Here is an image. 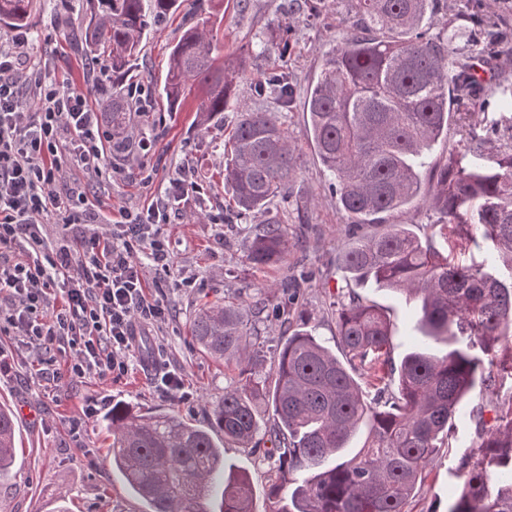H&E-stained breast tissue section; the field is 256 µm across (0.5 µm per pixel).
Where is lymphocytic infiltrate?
I'll list each match as a JSON object with an SVG mask.
<instances>
[{
  "label": "lymphocytic infiltrate",
  "mask_w": 512,
  "mask_h": 512,
  "mask_svg": "<svg viewBox=\"0 0 512 512\" xmlns=\"http://www.w3.org/2000/svg\"><path fill=\"white\" fill-rule=\"evenodd\" d=\"M28 43L0 41V294L9 297L0 321L20 330L32 348L57 346L76 378L127 373L140 327L163 320L165 302L145 292L144 261L169 274L171 256L158 235L173 206L202 193L191 170H182L166 198L116 223L111 236L82 233L96 223L78 187L61 189L74 165L99 176L107 170L112 133L85 94L61 90L42 71L22 69ZM32 107H24L23 97ZM76 227L72 240L42 253L48 214ZM29 258H15L19 244ZM60 289L64 304L47 311V295Z\"/></svg>",
  "instance_id": "1"
}]
</instances>
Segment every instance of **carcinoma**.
<instances>
[{
  "instance_id": "carcinoma-1",
  "label": "carcinoma",
  "mask_w": 512,
  "mask_h": 512,
  "mask_svg": "<svg viewBox=\"0 0 512 512\" xmlns=\"http://www.w3.org/2000/svg\"><path fill=\"white\" fill-rule=\"evenodd\" d=\"M99 0L79 34L90 59L112 67V133L125 130L129 103L119 80L140 52L149 23L160 24L178 0ZM437 0H355L353 32L322 54L305 106L315 154L331 177L343 215L341 268L346 292L336 304L329 343L304 314L280 345L275 380L252 371L254 342L246 309L234 302L198 309L192 341L240 367L239 386L224 391L210 422L173 413L142 414L116 402L107 418L112 468L147 512H211L215 480L224 485L220 512H253L248 471L224 460L213 432L240 448L263 434L273 446L270 512H408L418 485L455 432L465 398L476 389L508 391L502 403L469 411L476 446L456 469L448 512H512V68L497 70L489 110L467 104L480 94L474 71L497 55L506 33L465 0L462 23L431 34ZM33 0H0V22L30 24ZM208 18L184 30L170 52L161 88L169 107L198 85L200 125L237 119L224 141V182L239 215L270 212L288 189L297 161L281 121L295 95L283 64L258 82L253 109L238 98L246 60L218 64ZM288 43L260 42L258 56L284 60ZM459 128L463 150L434 165L424 154ZM427 195L439 234L420 225L385 224L382 215ZM447 247L439 245L436 236ZM288 229L275 216L250 230L246 259L282 262ZM371 283L421 302L423 340L394 357L393 324L356 287ZM370 379L374 396L361 379ZM273 423L261 425V408ZM365 431L355 453L352 437ZM12 410L0 405V478L14 457Z\"/></svg>"
}]
</instances>
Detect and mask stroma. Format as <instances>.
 <instances>
[{
    "mask_svg": "<svg viewBox=\"0 0 512 512\" xmlns=\"http://www.w3.org/2000/svg\"><path fill=\"white\" fill-rule=\"evenodd\" d=\"M96 6V0H37L32 25L20 31L0 24V38L24 33L26 64L41 67L48 80L64 90L91 92L103 102L108 95L102 87L112 79L93 70L71 38ZM204 7L217 31V54L222 59L251 56L270 29L284 20L291 26L288 69L297 80V94L283 120L295 149L297 175L276 200L288 225V256L278 266L249 265L247 229L255 220L226 212L232 189L218 172L224 166L223 128L233 124L235 110H225L223 125L204 131L196 125L201 88H193L176 110L160 95L170 49L196 21L192 9L181 6L165 23L148 28L138 60L122 83L126 89L143 87L146 103L127 115L129 139L124 148L108 154L116 174L93 178L74 168L65 179L66 184L84 187L89 205L116 221L121 211L137 213L167 196L183 168L194 170L204 187L203 204L187 201L172 213L169 223L158 227L171 253V273L159 279L153 268L145 270L149 294L162 297L170 314L165 321L141 328L127 374L114 380L39 374L38 355L26 337L15 330L0 332V358L5 361L0 370V403L15 414L16 436L14 464L0 481V512H146V504L128 491L122 475L112 468V438L102 416L122 401L144 413L175 412L193 424L208 422L225 390L237 386L241 375L237 367L193 345L188 324L202 306L224 300L247 306L257 332L256 345L269 358L288 334L287 317L273 315L272 308L284 299L281 283L295 277L298 310L316 325L320 336L328 338L336 331L333 304L346 285L338 262L343 219L317 162L303 102L323 52L350 30L353 0H304L298 8L292 0H204ZM142 139L150 143L145 155L138 149ZM143 168L151 175L146 183L139 176ZM359 293L388 311L396 354H404L419 341L418 303L371 285L361 287ZM167 369L182 376L188 401L173 402L156 387V375ZM89 407L94 413L87 418L83 412ZM80 416L85 423L77 430L73 423ZM475 443L474 423L459 418L450 447L442 449L412 499L410 512H447L457 487L454 471ZM269 446L264 440L252 450L231 443L224 447L226 459L249 471L254 512H269L267 488L273 468L265 453Z\"/></svg>",
    "mask_w": 512,
    "mask_h": 512,
    "instance_id": "obj_1",
    "label": "stroma"
}]
</instances>
